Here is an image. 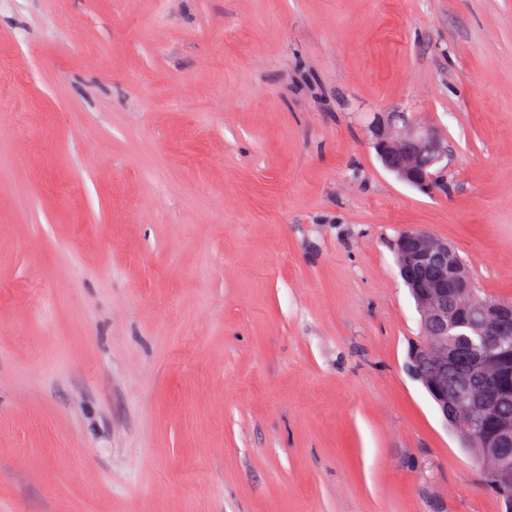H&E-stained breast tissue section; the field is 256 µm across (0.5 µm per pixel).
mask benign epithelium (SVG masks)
<instances>
[{"label": "benign epithelium", "instance_id": "7a95c632", "mask_svg": "<svg viewBox=\"0 0 512 512\" xmlns=\"http://www.w3.org/2000/svg\"><path fill=\"white\" fill-rule=\"evenodd\" d=\"M368 139L383 168L403 184L426 189L444 170L448 145L438 131L418 125L404 110L375 116ZM398 267L421 315L425 346L412 344L408 371L436 404L443 423L452 428L459 417L470 420L464 445L483 439L484 454L493 461L486 487L502 494V512H512V418L504 412L512 402L501 391V360L512 342V309H483L484 317L470 324L457 319V298L471 287L458 271V258L448 242L422 228H411L398 239ZM465 337V348L448 343V333Z\"/></svg>", "mask_w": 512, "mask_h": 512}]
</instances>
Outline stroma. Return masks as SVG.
I'll list each match as a JSON object with an SVG mask.
<instances>
[{
  "label": "stroma",
  "instance_id": "1",
  "mask_svg": "<svg viewBox=\"0 0 512 512\" xmlns=\"http://www.w3.org/2000/svg\"><path fill=\"white\" fill-rule=\"evenodd\" d=\"M415 227L512 300V0H0V512H500L405 367ZM368 131L383 168L407 186L426 189L445 168L448 145L438 131L418 125L405 110L376 115Z\"/></svg>",
  "mask_w": 512,
  "mask_h": 512
}]
</instances>
